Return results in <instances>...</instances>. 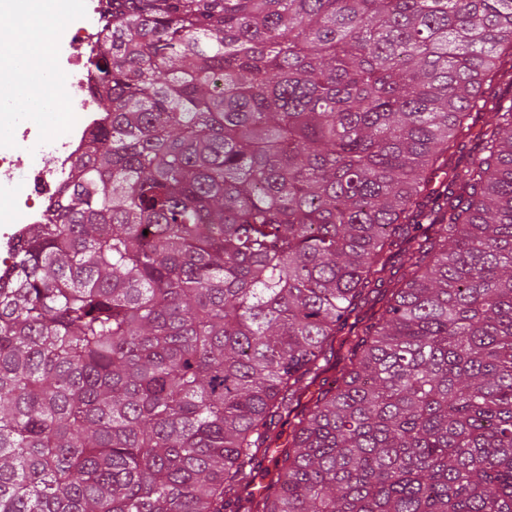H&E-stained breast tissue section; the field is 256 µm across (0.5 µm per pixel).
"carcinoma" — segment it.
Here are the masks:
<instances>
[{
    "mask_svg": "<svg viewBox=\"0 0 512 512\" xmlns=\"http://www.w3.org/2000/svg\"><path fill=\"white\" fill-rule=\"evenodd\" d=\"M109 2L0 512H512V0Z\"/></svg>",
    "mask_w": 512,
    "mask_h": 512,
    "instance_id": "cac0c4a2",
    "label": "carcinoma"
}]
</instances>
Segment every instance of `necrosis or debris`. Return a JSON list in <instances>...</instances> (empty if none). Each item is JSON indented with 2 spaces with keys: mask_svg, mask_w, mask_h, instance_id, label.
Returning a JSON list of instances; mask_svg holds the SVG:
<instances>
[{
  "mask_svg": "<svg viewBox=\"0 0 512 512\" xmlns=\"http://www.w3.org/2000/svg\"><path fill=\"white\" fill-rule=\"evenodd\" d=\"M107 16L106 0H86L82 11L59 14L54 70L82 91L71 102L61 134L50 133L49 120L36 123L14 109L15 85L26 73L10 56L7 39L0 37V63H7L10 72L9 80L0 82V125L14 130L12 142L0 144V193L12 200L11 209L0 211V250H10L29 225L48 222L61 187L86 158L91 132L106 122L98 103L97 72L86 57L100 47Z\"/></svg>",
  "mask_w": 512,
  "mask_h": 512,
  "instance_id": "1",
  "label": "necrosis or debris"
}]
</instances>
